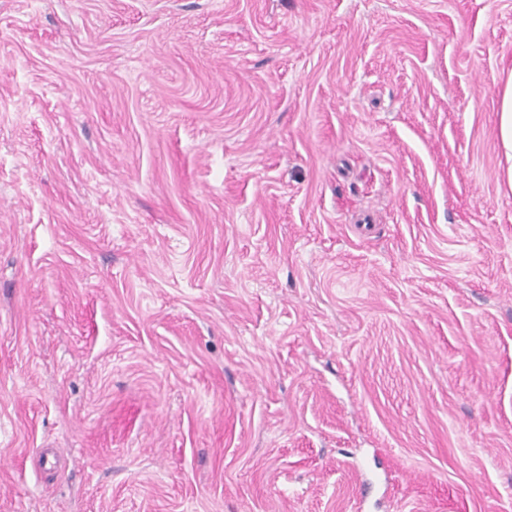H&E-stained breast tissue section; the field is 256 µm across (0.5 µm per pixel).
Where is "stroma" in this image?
Segmentation results:
<instances>
[{"label":"stroma","instance_id":"obj_1","mask_svg":"<svg viewBox=\"0 0 512 512\" xmlns=\"http://www.w3.org/2000/svg\"><path fill=\"white\" fill-rule=\"evenodd\" d=\"M512 0H0V512H512Z\"/></svg>","mask_w":512,"mask_h":512}]
</instances>
